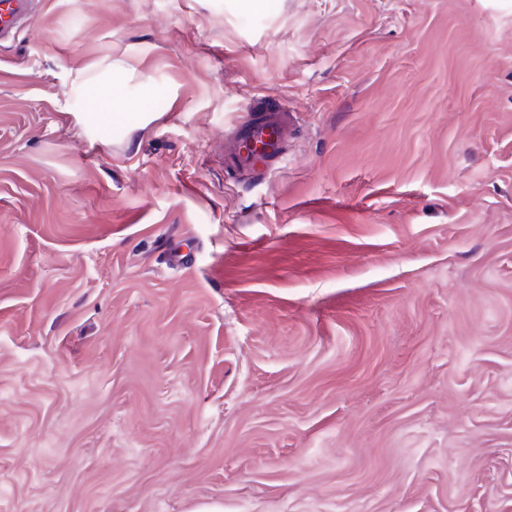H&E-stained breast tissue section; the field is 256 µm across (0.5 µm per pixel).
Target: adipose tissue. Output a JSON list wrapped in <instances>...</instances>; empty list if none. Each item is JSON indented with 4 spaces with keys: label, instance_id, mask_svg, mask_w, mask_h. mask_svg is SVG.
I'll list each match as a JSON object with an SVG mask.
<instances>
[{
    "label": "adipose tissue",
    "instance_id": "adipose-tissue-1",
    "mask_svg": "<svg viewBox=\"0 0 512 512\" xmlns=\"http://www.w3.org/2000/svg\"><path fill=\"white\" fill-rule=\"evenodd\" d=\"M141 85L142 94L129 97L124 82L105 71L77 83L76 91L83 102L84 112L95 124H137L146 118L149 99L156 91L150 79H143Z\"/></svg>",
    "mask_w": 512,
    "mask_h": 512
}]
</instances>
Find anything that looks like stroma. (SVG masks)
Returning a JSON list of instances; mask_svg holds the SVG:
<instances>
[{"instance_id": "35a3bbf8", "label": "stroma", "mask_w": 512, "mask_h": 512, "mask_svg": "<svg viewBox=\"0 0 512 512\" xmlns=\"http://www.w3.org/2000/svg\"><path fill=\"white\" fill-rule=\"evenodd\" d=\"M106 70L162 108L85 124ZM250 100L297 127L240 182ZM0 512H512V0H40L0 43Z\"/></svg>"}]
</instances>
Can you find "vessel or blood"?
Here are the masks:
<instances>
[{
  "instance_id": "vessel-or-blood-1",
  "label": "vessel or blood",
  "mask_w": 512,
  "mask_h": 512,
  "mask_svg": "<svg viewBox=\"0 0 512 512\" xmlns=\"http://www.w3.org/2000/svg\"><path fill=\"white\" fill-rule=\"evenodd\" d=\"M34 0H0V42L13 38L27 20ZM246 116L224 139V169L235 178L249 181L262 176L283 154L296 121L288 107L247 105Z\"/></svg>"
}]
</instances>
